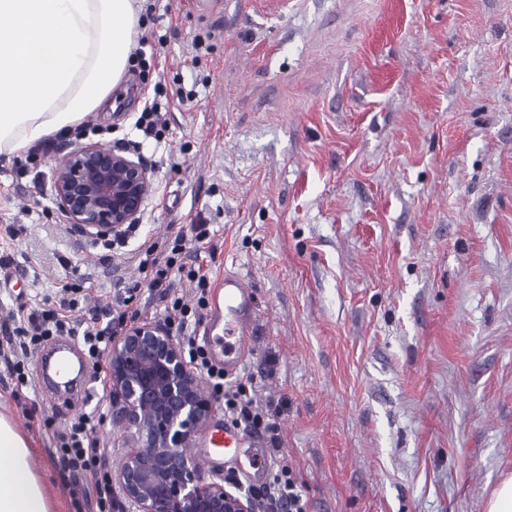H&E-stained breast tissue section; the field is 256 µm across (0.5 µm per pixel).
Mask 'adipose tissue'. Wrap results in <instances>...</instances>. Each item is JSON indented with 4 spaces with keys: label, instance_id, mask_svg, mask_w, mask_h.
<instances>
[{
    "label": "adipose tissue",
    "instance_id": "obj_1",
    "mask_svg": "<svg viewBox=\"0 0 512 512\" xmlns=\"http://www.w3.org/2000/svg\"><path fill=\"white\" fill-rule=\"evenodd\" d=\"M134 0H0V154L69 131L127 69ZM0 512H54L27 440L0 417Z\"/></svg>",
    "mask_w": 512,
    "mask_h": 512
}]
</instances>
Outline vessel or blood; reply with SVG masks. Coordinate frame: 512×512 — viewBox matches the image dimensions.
<instances>
[{"mask_svg": "<svg viewBox=\"0 0 512 512\" xmlns=\"http://www.w3.org/2000/svg\"><path fill=\"white\" fill-rule=\"evenodd\" d=\"M258 301L253 286L239 272L225 271L218 293L205 316V329L211 336L212 357L234 373L251 351V336L257 320ZM206 463H214L226 449L240 445L235 426L206 433L201 438Z\"/></svg>", "mask_w": 512, "mask_h": 512, "instance_id": "vessel-or-blood-1", "label": "vessel or blood"}]
</instances>
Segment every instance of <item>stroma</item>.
I'll return each mask as SVG.
<instances>
[{"label": "stroma", "mask_w": 512, "mask_h": 512, "mask_svg": "<svg viewBox=\"0 0 512 512\" xmlns=\"http://www.w3.org/2000/svg\"><path fill=\"white\" fill-rule=\"evenodd\" d=\"M138 57L111 96L31 165L0 155V313L60 285L112 302L141 238L210 225L213 280L245 275L254 377L306 512H487L512 475V0H137ZM195 89L180 104L176 89ZM156 103L164 125L136 120ZM142 141L155 172L139 236L112 256L59 211L73 148ZM0 349V414L27 440L56 512H86L42 418L109 410L18 387ZM22 397H15V390ZM268 443L201 468L229 491Z\"/></svg>", "instance_id": "stroma-1"}]
</instances>
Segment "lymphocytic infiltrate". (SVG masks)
<instances>
[{
	"label": "lymphocytic infiltrate",
	"mask_w": 512,
	"mask_h": 512,
	"mask_svg": "<svg viewBox=\"0 0 512 512\" xmlns=\"http://www.w3.org/2000/svg\"><path fill=\"white\" fill-rule=\"evenodd\" d=\"M210 242V230L205 224L178 230L165 245L144 240L138 247V283L156 292L162 315L174 326L189 361L206 377L215 395L223 398L227 415L235 422L245 424L247 429L267 433L269 452L274 455L282 446L275 423L271 422L268 413L258 409L247 383H238L233 388L225 385L223 369L211 363L207 352L195 339L197 322L192 314L207 308L211 281L199 269L185 265L184 258L187 251L202 252ZM181 273L196 285L195 305L186 304L174 290L175 277ZM77 289V284L67 282L62 284L58 300H44L42 305L30 310L21 306L9 311L0 320V330L11 343L22 348L29 344L38 345L56 333L82 337L95 372H103L112 336L127 321L137 320L140 312L130 309L128 300L118 301L111 311L110 325L100 326L98 315L88 313L74 299L73 293ZM94 420V415H83L59 432L56 458L72 480L89 477L90 482L83 484L81 493L92 512H117L119 503L112 489V479L103 463V452L92 437ZM258 494L268 501L270 512H305L300 476L288 465H281L271 481L260 487Z\"/></svg>",
	"instance_id": "1"
}]
</instances>
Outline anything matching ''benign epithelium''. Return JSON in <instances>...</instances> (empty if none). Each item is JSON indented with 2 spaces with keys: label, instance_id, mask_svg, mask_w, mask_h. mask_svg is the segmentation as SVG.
Instances as JSON below:
<instances>
[{
  "label": "benign epithelium",
  "instance_id": "benign-epithelium-1",
  "mask_svg": "<svg viewBox=\"0 0 512 512\" xmlns=\"http://www.w3.org/2000/svg\"><path fill=\"white\" fill-rule=\"evenodd\" d=\"M154 171L94 143L71 150L53 176L59 211L106 236L139 222ZM112 419L125 429L115 480L127 512H256L255 501L204 481L190 455L212 401L170 329L142 320L112 339Z\"/></svg>",
  "mask_w": 512,
  "mask_h": 512
}]
</instances>
